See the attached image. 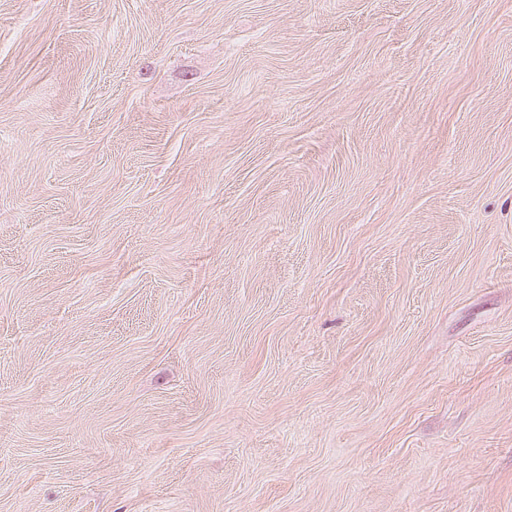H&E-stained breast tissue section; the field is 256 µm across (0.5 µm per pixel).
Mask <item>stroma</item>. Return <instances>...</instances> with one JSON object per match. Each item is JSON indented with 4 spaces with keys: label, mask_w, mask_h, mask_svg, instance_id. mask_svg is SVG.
Here are the masks:
<instances>
[{
    "label": "stroma",
    "mask_w": 512,
    "mask_h": 512,
    "mask_svg": "<svg viewBox=\"0 0 512 512\" xmlns=\"http://www.w3.org/2000/svg\"><path fill=\"white\" fill-rule=\"evenodd\" d=\"M0 512H512V0H0Z\"/></svg>",
    "instance_id": "35a3bbf8"
}]
</instances>
